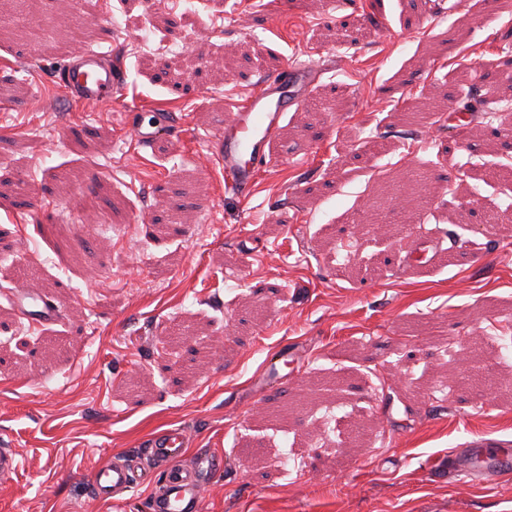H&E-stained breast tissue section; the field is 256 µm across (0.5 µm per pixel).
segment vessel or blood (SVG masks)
<instances>
[{
	"mask_svg": "<svg viewBox=\"0 0 512 512\" xmlns=\"http://www.w3.org/2000/svg\"><path fill=\"white\" fill-rule=\"evenodd\" d=\"M315 65L294 62L282 71L264 78L248 93L217 130L211 150L224 167V190L249 200L255 189L259 169L271 159L280 123L290 112L304 111L318 79ZM60 84L70 99L82 106L112 102L123 87V78L104 57L92 50L78 49L59 70ZM159 120L137 121L128 129L136 147L151 148L161 136ZM16 298L21 310L30 311L33 320L44 323L56 316L52 302L41 301L37 289L19 287ZM190 436L181 427H171L153 435L148 443L158 471H146L116 457L98 467L88 481L95 496L118 502L143 484H155L148 501L149 512H203L205 481L216 478L223 462L216 457H199L193 466L181 458ZM448 472L461 484L473 482L512 485V444L475 438L463 447L452 449Z\"/></svg>",
	"mask_w": 512,
	"mask_h": 512,
	"instance_id": "b4317fda",
	"label": "vessel or blood"
}]
</instances>
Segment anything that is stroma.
<instances>
[{
  "mask_svg": "<svg viewBox=\"0 0 512 512\" xmlns=\"http://www.w3.org/2000/svg\"><path fill=\"white\" fill-rule=\"evenodd\" d=\"M79 47L123 72L112 104L66 97ZM292 62L327 70L238 201L211 140ZM509 70L512 0H0V512H147L86 473L173 426L184 465L224 457L203 512H512L447 467L512 441ZM139 109L176 120L155 150ZM283 343L300 369L266 386ZM163 128L160 119L156 118L152 121L145 122L139 119L128 129V136L133 144L139 149L151 148L155 141L161 136ZM16 298L23 314L31 315L32 319L39 323L51 321L56 316V306L50 301L43 300L37 289L24 286L19 287ZM37 299H39L42 304H38ZM32 303L37 304V309L29 310Z\"/></svg>",
  "mask_w": 512,
  "mask_h": 512,
  "instance_id": "1",
  "label": "stroma"
}]
</instances>
